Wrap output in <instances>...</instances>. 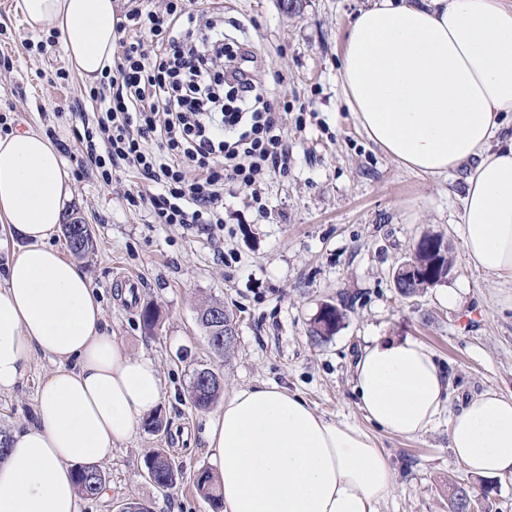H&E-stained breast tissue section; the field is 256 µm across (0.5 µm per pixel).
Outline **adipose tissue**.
Masks as SVG:
<instances>
[{
    "mask_svg": "<svg viewBox=\"0 0 512 512\" xmlns=\"http://www.w3.org/2000/svg\"><path fill=\"white\" fill-rule=\"evenodd\" d=\"M32 31H59L82 81L98 80L117 41L113 0H20ZM342 102L367 138L431 176L465 171L470 264L512 281V0H368L339 68ZM59 150L27 129L0 137V392L33 356L35 422L12 431L0 464V512H80L74 465L111 460L165 392L155 361L125 354L105 330L95 288L52 241L73 200ZM450 379L424 342L374 336L353 390L377 428L414 438L448 421L467 471L512 475V396L487 390L450 404ZM206 439L224 512H382L395 485L388 456L360 428L319 415L262 383L234 390Z\"/></svg>",
    "mask_w": 512,
    "mask_h": 512,
    "instance_id": "1",
    "label": "adipose tissue"
}]
</instances>
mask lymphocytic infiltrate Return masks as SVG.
<instances>
[{"mask_svg":"<svg viewBox=\"0 0 512 512\" xmlns=\"http://www.w3.org/2000/svg\"><path fill=\"white\" fill-rule=\"evenodd\" d=\"M125 28L136 38L124 42L108 91L89 92L86 157L104 183L124 164L157 185L129 203L150 202L158 223L222 227L226 184L258 203L264 175L286 164L282 115L237 66L223 20L183 16L169 0L161 14L130 11Z\"/></svg>","mask_w":512,"mask_h":512,"instance_id":"lymphocytic-infiltrate-1","label":"lymphocytic infiltrate"}]
</instances>
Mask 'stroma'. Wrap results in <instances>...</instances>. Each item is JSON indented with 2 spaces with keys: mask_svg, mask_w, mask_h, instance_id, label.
Returning <instances> with one entry per match:
<instances>
[{
  "mask_svg": "<svg viewBox=\"0 0 512 512\" xmlns=\"http://www.w3.org/2000/svg\"><path fill=\"white\" fill-rule=\"evenodd\" d=\"M18 0H0V117L13 131L34 128L71 169L67 220L89 224L93 249L74 257L64 236L54 245L76 259L96 288L106 330L129 355L153 358L165 380L161 430L139 426L104 463L106 496L80 512H119L138 500L151 512H219L194 486L210 468L203 431L210 414L188 397L192 373L219 371L224 394L272 383L304 397L325 417L368 432L388 455L395 487L383 512H451L449 483L470 486L481 512H512V477L469 473L448 446V423L405 438L382 431L358 407L351 364L365 338L412 337L429 345L452 378V398L494 390L512 395V284L470 265L462 243V173L432 177L408 170L371 143L341 100L338 63L349 27L366 0H223L224 31L254 53L250 68L267 81L288 140L284 169L248 191L224 188V227L156 223L151 205L128 196L151 184L125 167L104 184L82 152L80 113L91 111L88 83L70 74L62 38L29 31ZM282 81H274V74ZM439 235L454 265L447 278L413 297L393 271L418 239ZM130 289V297L119 292ZM217 301L234 316L236 345L218 357L197 314ZM336 306L333 336L310 333L320 309ZM155 306L147 332L140 314ZM51 363L35 357L13 391L0 393V425L34 420L38 385ZM167 449L179 469L169 489L153 484L143 459Z\"/></svg>",
  "mask_w": 512,
  "mask_h": 512,
  "instance_id": "obj_1",
  "label": "stroma"
}]
</instances>
